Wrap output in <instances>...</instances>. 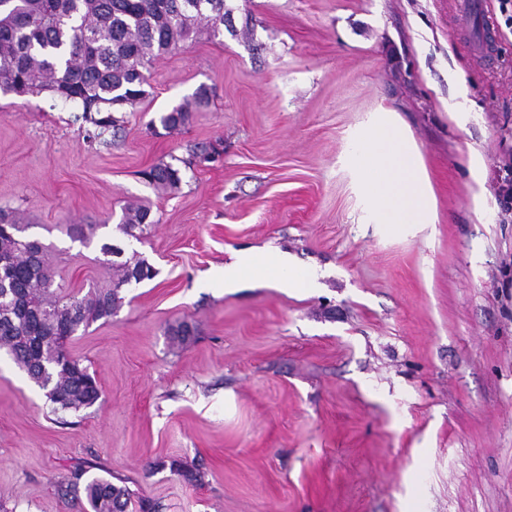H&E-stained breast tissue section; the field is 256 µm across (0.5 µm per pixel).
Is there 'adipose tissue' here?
Masks as SVG:
<instances>
[{
    "label": "adipose tissue",
    "instance_id": "obj_1",
    "mask_svg": "<svg viewBox=\"0 0 512 512\" xmlns=\"http://www.w3.org/2000/svg\"><path fill=\"white\" fill-rule=\"evenodd\" d=\"M360 166L364 194L378 223L395 229L434 221L432 195L421 173L422 156L407 128L385 117L369 125L362 136ZM272 280L281 289L314 288L317 270L298 269L288 254L254 251L236 255L225 264L223 288L240 287L244 274Z\"/></svg>",
    "mask_w": 512,
    "mask_h": 512
}]
</instances>
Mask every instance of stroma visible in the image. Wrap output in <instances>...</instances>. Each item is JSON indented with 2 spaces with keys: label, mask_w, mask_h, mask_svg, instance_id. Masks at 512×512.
Segmentation results:
<instances>
[{
  "label": "stroma",
  "mask_w": 512,
  "mask_h": 512,
  "mask_svg": "<svg viewBox=\"0 0 512 512\" xmlns=\"http://www.w3.org/2000/svg\"><path fill=\"white\" fill-rule=\"evenodd\" d=\"M479 2L488 62L459 0H226L223 37L154 60L108 148L72 104L0 93V207L52 245L65 292L108 279L104 242L157 271L69 341L102 390L79 414L0 352V512H89L95 476L129 512H512V0ZM202 85L189 124L150 129ZM384 108L437 212L399 234L358 162ZM197 143L220 158L178 190L144 179ZM130 202L155 219L137 238L118 229ZM64 224L100 230L86 248ZM266 248L319 287L211 284Z\"/></svg>",
  "instance_id": "1"
}]
</instances>
